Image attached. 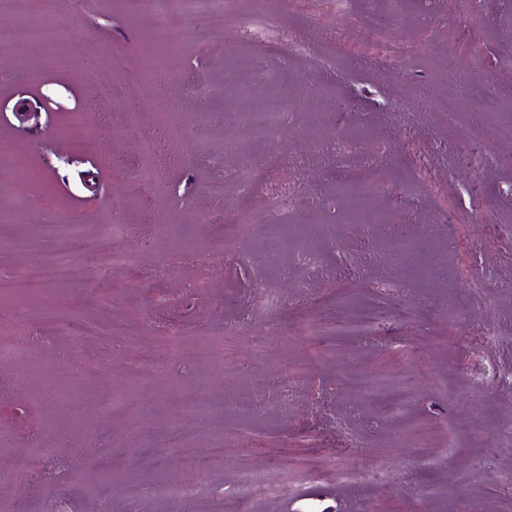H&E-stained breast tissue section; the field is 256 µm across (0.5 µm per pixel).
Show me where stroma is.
Segmentation results:
<instances>
[{
  "instance_id": "35a3bbf8",
  "label": "stroma",
  "mask_w": 512,
  "mask_h": 512,
  "mask_svg": "<svg viewBox=\"0 0 512 512\" xmlns=\"http://www.w3.org/2000/svg\"><path fill=\"white\" fill-rule=\"evenodd\" d=\"M151 0H53L59 37L49 56L0 51V141L26 165L18 183L0 167V236L12 240L0 269L28 264L41 248H65L49 228L129 225L137 266L99 279L76 257L68 282L19 300L0 296V333L23 336L27 362L0 367L16 391L0 398V512H44L60 489L65 512H224L236 497L237 466L227 461L192 500L132 498L130 482L154 484L175 472L165 453L175 394L206 391L196 447L227 428H246L259 466L288 467L289 494L253 503L251 512H512V121L488 113L512 108V0H232L247 26L202 32L186 50L147 46L142 21ZM397 38L387 52L374 37ZM237 67L275 69L288 59L290 118L270 150L279 155L252 200L288 188L286 223L302 225L307 256L279 235L228 241L224 227L245 223L234 200L216 213L207 182L262 153L225 125L237 147L175 137V161L160 189L129 185L145 164L144 129L195 122L239 93L225 82V55ZM139 81H130V74ZM346 96L353 107L336 109ZM456 97L463 111L445 121L435 105ZM375 156L374 179L349 208L333 177L359 174ZM408 225L407 241L389 228ZM271 293L273 312L250 306ZM54 304L90 329L73 352L77 371L54 355L38 315ZM371 316L365 339L328 346L310 336L325 314ZM119 323L144 337L123 360L153 357V336L175 328L185 341L168 372L149 386L109 369L112 347L93 329ZM237 326L235 335L225 325ZM267 339L262 362L201 364L196 349L222 343L246 350ZM353 374L400 376L413 392L396 404L350 391ZM301 376L297 400L280 397ZM123 413L103 411L111 392ZM111 443L99 461L75 438ZM455 440L452 454L443 446ZM51 447L52 465L27 475L34 448ZM382 471L383 480L330 479L329 466ZM445 497L422 503L423 488Z\"/></svg>"
}]
</instances>
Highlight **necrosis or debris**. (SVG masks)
I'll return each mask as SVG.
<instances>
[{
    "mask_svg": "<svg viewBox=\"0 0 512 512\" xmlns=\"http://www.w3.org/2000/svg\"><path fill=\"white\" fill-rule=\"evenodd\" d=\"M10 12L14 21L11 25L0 27V49L7 52H19L28 45L39 41H53L58 37L55 25L41 21L36 14V0H0V12ZM230 0H152V22L149 35L161 38L175 36L177 44L196 39L200 31H217L227 28L230 16ZM289 114L280 91L252 94L247 109L241 110L238 120L244 135L252 142L272 143L281 129L287 124ZM276 161L273 154H266L261 164H249L235 169L229 180L212 183L209 194L216 211L224 209V194L227 188H234L235 201L239 208L250 210V224L239 227V234L248 229H260L270 224L280 223L276 208L251 211L256 182L261 168L272 166ZM56 235L70 240L80 241L84 249L93 253L97 261L86 271L87 277L99 278L117 270H124L137 264L138 256L125 247L129 229L123 224L100 225L93 236H85L81 225L64 224L54 226ZM76 272L74 255L64 249H45L40 251L30 266L21 272L4 275L0 273V291H9L18 285H33L41 288L51 282L71 279ZM370 327L368 318L348 313L338 319H321L310 329L311 335L326 341H350L366 335ZM181 334L170 330L163 332L154 341L158 358L138 360L127 364L123 375L127 381L144 384L165 371L162 354L171 347L179 345ZM247 435L246 430H226L211 448L201 450L193 447L191 433L183 429L174 435L167 448L170 455L180 462L184 476L179 480L166 481L147 488L129 487L128 493L138 496L144 493L166 498L195 497L201 481L208 474L215 459L228 460L239 458L241 441ZM287 475L282 471L260 473L249 464H241L238 482L241 493L239 502L247 503L276 494L284 484Z\"/></svg>",
    "mask_w": 512,
    "mask_h": 512,
    "instance_id": "obj_1",
    "label": "necrosis or debris"
}]
</instances>
